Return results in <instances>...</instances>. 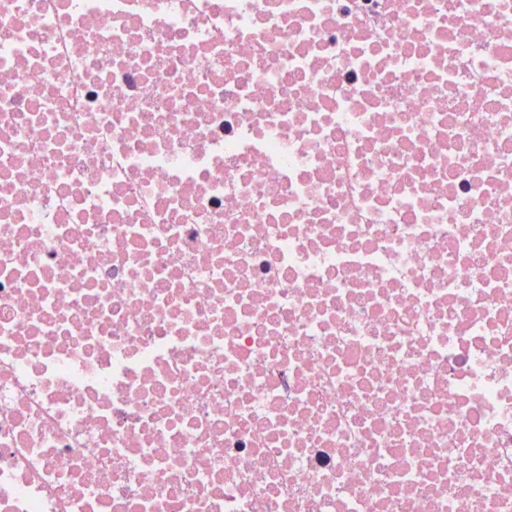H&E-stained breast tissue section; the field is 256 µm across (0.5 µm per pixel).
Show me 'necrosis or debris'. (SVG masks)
<instances>
[{"label":"necrosis or debris","instance_id":"1","mask_svg":"<svg viewBox=\"0 0 512 512\" xmlns=\"http://www.w3.org/2000/svg\"><path fill=\"white\" fill-rule=\"evenodd\" d=\"M0 512H512V0H0Z\"/></svg>","mask_w":512,"mask_h":512}]
</instances>
